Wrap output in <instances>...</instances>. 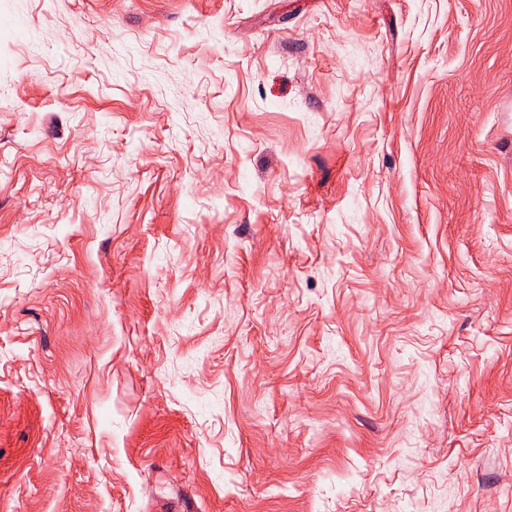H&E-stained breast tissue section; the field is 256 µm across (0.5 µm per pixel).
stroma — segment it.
I'll return each instance as SVG.
<instances>
[{
  "mask_svg": "<svg viewBox=\"0 0 512 512\" xmlns=\"http://www.w3.org/2000/svg\"><path fill=\"white\" fill-rule=\"evenodd\" d=\"M0 512H512V0H0Z\"/></svg>",
  "mask_w": 512,
  "mask_h": 512,
  "instance_id": "obj_1",
  "label": "stroma"
}]
</instances>
